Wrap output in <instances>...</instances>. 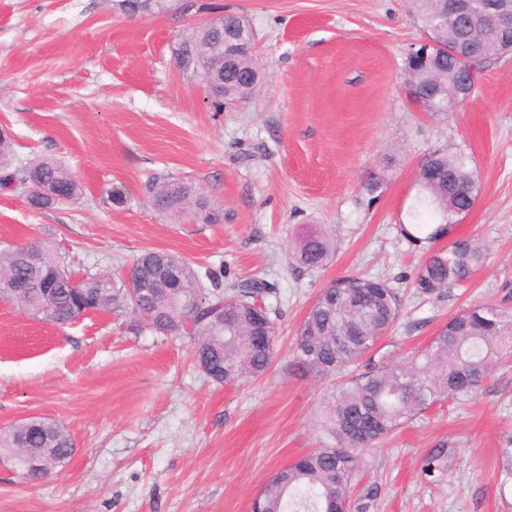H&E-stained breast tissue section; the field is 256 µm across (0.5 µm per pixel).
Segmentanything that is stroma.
Here are the masks:
<instances>
[{"label":"stroma","mask_w":512,"mask_h":512,"mask_svg":"<svg viewBox=\"0 0 512 512\" xmlns=\"http://www.w3.org/2000/svg\"><path fill=\"white\" fill-rule=\"evenodd\" d=\"M228 10L255 26L264 80L217 112L176 49ZM423 38L408 0H156L134 14L121 0H0V127L20 155L53 157L83 186L50 210L0 192V247L45 241L80 275H121L156 250L259 277L277 288L278 327L267 373L225 386L197 368L193 337L135 334L103 312L59 327L0 303V428L40 416L75 443L35 487L0 467V512H252L276 470L323 445L331 382L300 370L293 347L338 278L399 289L397 362L461 310L512 311V55L481 60L470 101L439 117L407 94L405 59ZM436 150L472 156L481 193L455 233L489 252L465 287L426 298L411 287L426 249L400 227ZM154 175L194 181L223 223L158 214L144 190ZM374 178L383 187L372 196ZM307 224L335 243L313 271L289 256ZM511 445L512 362L470 401L436 405L368 451L349 512H512L498 460ZM436 448L447 463L429 483L420 466Z\"/></svg>","instance_id":"35a3bbf8"}]
</instances>
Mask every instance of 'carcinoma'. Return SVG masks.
<instances>
[{
	"label": "carcinoma",
	"instance_id": "cac0c4a2",
	"mask_svg": "<svg viewBox=\"0 0 512 512\" xmlns=\"http://www.w3.org/2000/svg\"><path fill=\"white\" fill-rule=\"evenodd\" d=\"M414 15L434 44L428 58L408 59L407 73L426 111L448 113V76L457 68L450 54L456 44L490 52L501 39L482 17L448 21L443 0H412ZM257 33L250 20L226 12L195 28L176 52L184 70L209 74L219 85L208 92L215 110L246 102L263 82L254 48ZM17 144L0 136V190L22 189L31 207L53 209L79 199L82 187L56 160L20 159ZM423 179L404 236L413 244L432 243L448 229L444 223L466 214L479 195L476 166L462 152L438 150L422 164ZM152 206L173 220L221 224L224 210L190 180H151L146 184ZM294 261L315 270L333 251L331 238L308 227L292 246ZM487 258V246L459 237L427 252L414 277L420 294L440 296L462 287ZM131 278L99 270L77 277L65 256L42 241L0 248V275L29 285L15 292L0 283V302L20 308L30 318L71 324L97 307L127 317L138 333L146 328L163 336L197 338L194 358L216 383L256 379L269 369L277 335L265 303L273 285L260 279L224 281V269L199 273L177 254L146 251L129 269ZM402 311L398 291L387 283L348 276L325 287L297 327L296 363L305 371L344 378L322 402L320 430L332 444L278 469L255 498L254 512H346L354 483L365 474L364 451L404 421L447 400H465L512 357V312L478 306L458 312L411 361L394 364L378 344ZM31 458L17 465L23 478L38 482L65 466L74 450L70 434L52 420L32 421L0 430V455L20 449ZM437 448L421 464L424 480L433 483L445 467Z\"/></svg>",
	"mask_w": 512,
	"mask_h": 512
}]
</instances>
